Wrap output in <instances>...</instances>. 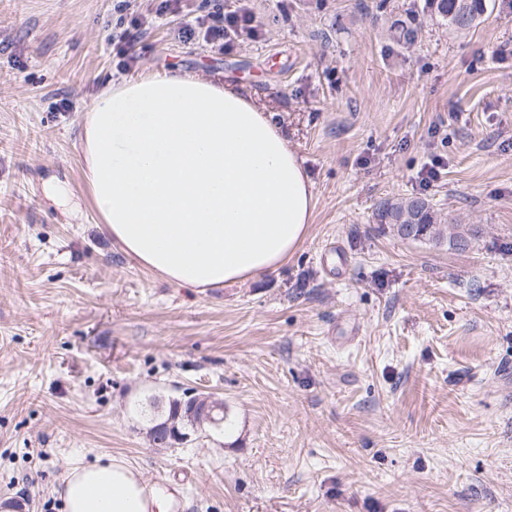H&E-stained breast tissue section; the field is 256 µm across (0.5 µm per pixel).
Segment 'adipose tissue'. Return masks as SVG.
I'll use <instances>...</instances> for the list:
<instances>
[{
    "instance_id": "obj_1",
    "label": "adipose tissue",
    "mask_w": 512,
    "mask_h": 512,
    "mask_svg": "<svg viewBox=\"0 0 512 512\" xmlns=\"http://www.w3.org/2000/svg\"><path fill=\"white\" fill-rule=\"evenodd\" d=\"M100 221L143 267L184 288L231 285L284 264L314 208L301 159L271 113L200 73L112 84L80 136ZM60 512H177L174 485L110 456L70 466Z\"/></svg>"
}]
</instances>
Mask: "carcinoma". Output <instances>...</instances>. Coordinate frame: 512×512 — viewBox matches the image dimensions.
Returning <instances> with one entry per match:
<instances>
[{"instance_id": "carcinoma-1", "label": "carcinoma", "mask_w": 512, "mask_h": 512, "mask_svg": "<svg viewBox=\"0 0 512 512\" xmlns=\"http://www.w3.org/2000/svg\"><path fill=\"white\" fill-rule=\"evenodd\" d=\"M489 0H425V7L448 29L462 33L470 30L486 13ZM376 219L386 224L398 237L411 241L441 242L456 250L466 249L478 230L470 228L444 236L442 223L429 200L422 196L383 199L376 208ZM186 398L168 400L162 420L169 421L183 433L193 432L195 420L189 415Z\"/></svg>"}]
</instances>
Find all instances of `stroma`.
Returning <instances> with one entry per match:
<instances>
[{"label":"stroma","instance_id":"1","mask_svg":"<svg viewBox=\"0 0 512 512\" xmlns=\"http://www.w3.org/2000/svg\"><path fill=\"white\" fill-rule=\"evenodd\" d=\"M160 2L0 0V512H58L101 454L186 512H512V0L463 36L425 0H252L256 36L224 50L180 34L215 0ZM198 70L273 112L314 196L287 263L202 292L113 244L78 147L105 84ZM412 195L477 237L377 223ZM189 391L232 432L153 447L144 409ZM45 197L49 203L63 211L73 212L78 208V204L73 203L67 189L58 182L55 176H48L44 182Z\"/></svg>","mask_w":512,"mask_h":512}]
</instances>
